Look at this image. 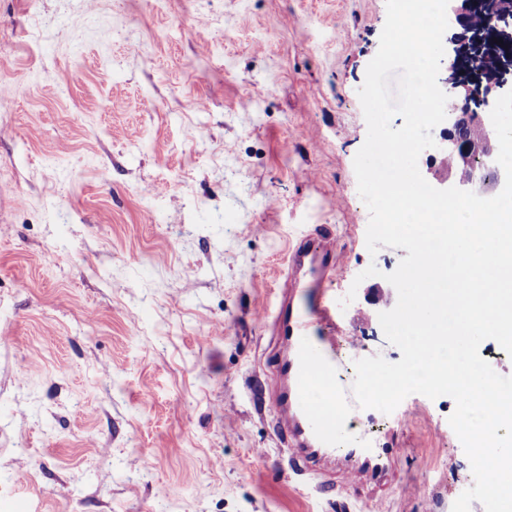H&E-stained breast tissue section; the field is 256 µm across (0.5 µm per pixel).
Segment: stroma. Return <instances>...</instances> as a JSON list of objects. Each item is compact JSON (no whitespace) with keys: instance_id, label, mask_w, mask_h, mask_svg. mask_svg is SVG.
Instances as JSON below:
<instances>
[{"instance_id":"1","label":"stroma","mask_w":512,"mask_h":512,"mask_svg":"<svg viewBox=\"0 0 512 512\" xmlns=\"http://www.w3.org/2000/svg\"><path fill=\"white\" fill-rule=\"evenodd\" d=\"M386 0H0V512H452L451 397L357 413L386 499L296 475L265 397L288 252L346 255L336 348L399 361L358 91ZM24 85L25 96L12 89ZM379 273L363 278L369 265ZM150 456L155 466L141 465Z\"/></svg>"}]
</instances>
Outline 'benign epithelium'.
<instances>
[{"mask_svg":"<svg viewBox=\"0 0 512 512\" xmlns=\"http://www.w3.org/2000/svg\"><path fill=\"white\" fill-rule=\"evenodd\" d=\"M487 7L493 26L477 31L470 26V16L478 8ZM450 24L456 32L448 41L446 57L441 61L439 83L456 99L453 109L439 124L436 147L422 151L423 164L442 189L457 187L488 198L504 186L505 173L497 165V149L491 145V129L479 116L477 108L489 101L512 75V57L498 52L499 40L512 38V0H450ZM473 53L487 55L497 69L499 81L482 86L467 75L463 63ZM454 157L467 170L460 177L448 169L445 161Z\"/></svg>","mask_w":512,"mask_h":512,"instance_id":"7a95c632","label":"benign epithelium"}]
</instances>
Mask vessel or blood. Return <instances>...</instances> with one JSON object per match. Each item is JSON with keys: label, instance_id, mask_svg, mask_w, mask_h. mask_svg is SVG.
I'll list each match as a JSON object with an SVG mask.
<instances>
[{"label": "vessel or blood", "instance_id": "obj_1", "mask_svg": "<svg viewBox=\"0 0 512 512\" xmlns=\"http://www.w3.org/2000/svg\"><path fill=\"white\" fill-rule=\"evenodd\" d=\"M345 256L333 233L318 227L289 251L288 282L278 311L283 344L278 352V381L268 401L278 433L288 446L292 471L312 470L336 446V426L358 409L351 387L336 380V339L328 331L336 319V298L322 286L327 273L341 271ZM326 392L323 404L312 398ZM357 466L345 468L338 489L362 495L380 485L389 470L387 451L353 446Z\"/></svg>", "mask_w": 512, "mask_h": 512}]
</instances>
